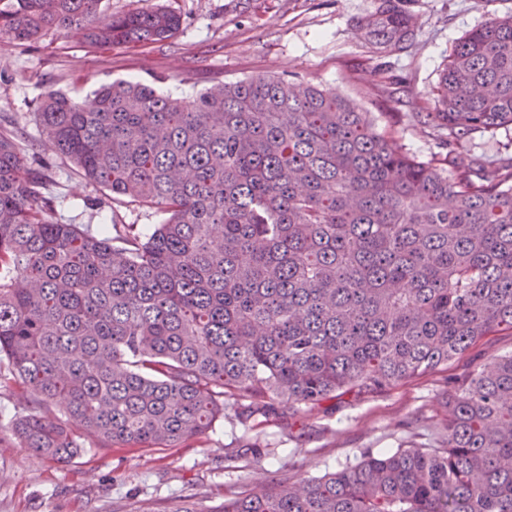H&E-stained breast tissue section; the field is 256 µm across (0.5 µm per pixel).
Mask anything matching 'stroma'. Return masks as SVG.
<instances>
[{"label":"stroma","instance_id":"1","mask_svg":"<svg viewBox=\"0 0 512 512\" xmlns=\"http://www.w3.org/2000/svg\"><path fill=\"white\" fill-rule=\"evenodd\" d=\"M396 2L411 15L414 37L404 51L380 56L358 26L378 0H104L109 13L164 6L181 15L182 26L172 39L149 46L96 48L54 31L31 43L0 44V116L24 128L32 163L49 168L47 190L59 200L50 220L96 234L114 224H135L148 234L162 216L135 203L104 206L107 192L45 146L35 111L52 91L87 103L118 79L150 82L176 97L259 76L312 81L352 100L379 132L429 162L444 150L420 116L434 109L451 50L491 17L512 12V0ZM511 352L512 332L499 331L447 369L384 393L311 410L283 405L250 425L230 402L209 432L178 448L103 447L73 421L83 450L67 463L36 455L12 432L11 420L31 411L32 397L6 379L0 381V512H220L228 489L258 492L287 478L320 477L356 464L366 450L431 448L448 415L449 378ZM250 446L259 455L231 457V450Z\"/></svg>","mask_w":512,"mask_h":512}]
</instances>
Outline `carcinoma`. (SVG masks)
<instances>
[{"label":"carcinoma","mask_w":512,"mask_h":512,"mask_svg":"<svg viewBox=\"0 0 512 512\" xmlns=\"http://www.w3.org/2000/svg\"><path fill=\"white\" fill-rule=\"evenodd\" d=\"M103 0H11L0 38L48 31L100 48L174 37L167 8L106 14ZM377 53L404 48L408 14L361 24ZM426 113L448 148L421 162L369 113L310 81L253 77L174 97L116 81L86 107L48 93V147L112 194L164 215L96 236L47 216L55 198L0 126V362L39 412L12 427L66 462L98 442L170 447L282 403L379 394L512 331V157L479 164L468 138L512 127V14L470 31ZM437 448L359 462L220 512H512V353L452 381Z\"/></svg>","instance_id":"obj_1"}]
</instances>
